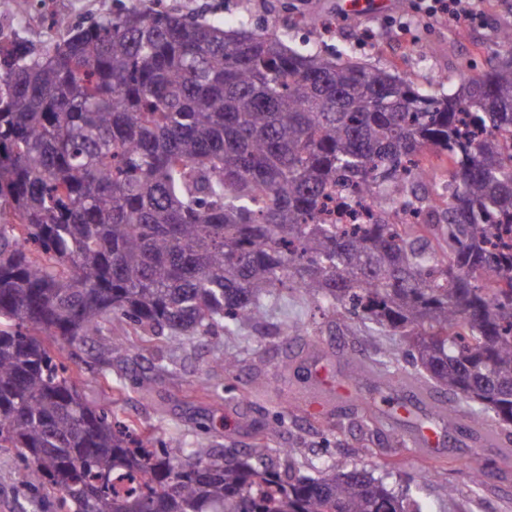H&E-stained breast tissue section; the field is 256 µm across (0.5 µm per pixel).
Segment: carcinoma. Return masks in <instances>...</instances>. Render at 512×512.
I'll use <instances>...</instances> for the list:
<instances>
[{
    "mask_svg": "<svg viewBox=\"0 0 512 512\" xmlns=\"http://www.w3.org/2000/svg\"><path fill=\"white\" fill-rule=\"evenodd\" d=\"M158 0L114 9L40 53L0 60V448L29 461L66 512H421L366 472L180 441L90 406L46 340L83 343L114 317L181 347L259 321L278 288L369 333L415 339L412 375L452 393L474 429L512 427V29L508 56L437 96L267 29L189 20ZM467 114L489 136L458 137ZM448 158V209L424 149ZM336 189L379 219L318 220ZM433 223L403 224L401 209ZM361 376L401 372L391 349ZM144 489L112 492L119 473Z\"/></svg>",
    "mask_w": 512,
    "mask_h": 512,
    "instance_id": "1",
    "label": "carcinoma"
}]
</instances>
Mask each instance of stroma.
I'll return each instance as SVG.
<instances>
[{
  "mask_svg": "<svg viewBox=\"0 0 512 512\" xmlns=\"http://www.w3.org/2000/svg\"><path fill=\"white\" fill-rule=\"evenodd\" d=\"M0 0V33L12 43L40 52L63 39L67 26L88 25L102 9V0ZM189 18L227 20L250 29H277L286 44L304 53H329L374 68L410 77L432 94L455 90L462 77L486 71L502 53L499 37L512 28V5L489 0L483 22L457 29H425L411 24L413 37L424 40L427 60H415L409 43L396 35L408 22L407 9L388 5L358 15L352 0H165ZM303 313L306 331L284 334L277 329L284 313ZM392 346L403 365H410L409 344L400 336L368 341L358 319L323 315L314 304L292 295L287 309L272 308L261 324L230 338L216 332L204 341L170 348L165 337L140 335L126 319L107 324L102 335L84 344L65 345V362L78 389L91 406L116 411L155 425L166 443L216 440L230 448H261L263 429L276 415L285 426L276 447L292 449L299 474L313 475L312 461L323 459L339 470H363L384 478L393 488L410 486L423 512H512V454L507 439L478 442L469 426L442 430L440 450L428 453L408 439L413 429L440 428L426 405H413L398 418L385 416L386 405L404 395L401 381L392 386L352 374L350 363L372 362L377 346ZM231 353L241 362L227 373L216 361ZM122 382L121 401H114L104 374ZM208 381L217 390L202 394ZM380 411L377 434L365 440L342 419L361 404ZM22 459L0 449V512H57L52 489L21 483ZM484 471L482 484L472 471ZM454 487L446 495V487Z\"/></svg>",
  "mask_w": 512,
  "mask_h": 512,
  "instance_id": "35a3bbf8",
  "label": "stroma"
}]
</instances>
